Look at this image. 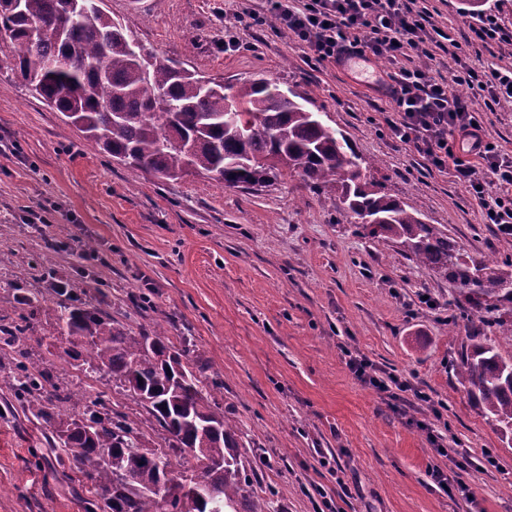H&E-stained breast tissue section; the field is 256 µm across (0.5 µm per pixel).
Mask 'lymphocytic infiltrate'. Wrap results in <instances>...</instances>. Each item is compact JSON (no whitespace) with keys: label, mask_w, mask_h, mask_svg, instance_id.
<instances>
[{"label":"lymphocytic infiltrate","mask_w":512,"mask_h":512,"mask_svg":"<svg viewBox=\"0 0 512 512\" xmlns=\"http://www.w3.org/2000/svg\"><path fill=\"white\" fill-rule=\"evenodd\" d=\"M281 31L292 35L315 63L344 56L383 58L394 72L385 84L395 107L383 122L394 140L437 171H451L478 200L486 223L512 235V156L493 147L476 96L512 102V69L479 71L456 59L453 83L434 80L429 47L443 31L432 21L427 0H268ZM420 59H413V52ZM466 93H459V86ZM497 194H489L487 182Z\"/></svg>","instance_id":"lymphocytic-infiltrate-1"}]
</instances>
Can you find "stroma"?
Listing matches in <instances>:
<instances>
[{
	"mask_svg": "<svg viewBox=\"0 0 512 512\" xmlns=\"http://www.w3.org/2000/svg\"><path fill=\"white\" fill-rule=\"evenodd\" d=\"M136 20L146 51L183 61L239 86L258 77L308 98V107L366 156L372 179L447 230L470 256L512 260V236L486 223L454 177L382 126L391 100L378 79L345 64L312 65L302 45L237 12L267 13L266 0H104ZM435 24L470 65L512 67V42L474 51L480 16L463 0H429ZM242 46L225 51L229 35ZM486 134L512 154V104L474 99ZM95 240L96 252L84 249ZM83 293L132 331L162 324L170 341L190 337L188 367L221 388L253 469L256 495L274 512H315L305 490L333 498L337 512H512V445L490 426L457 380L452 362L468 321L454 288L415 267L391 243L356 234L336 197L297 178L259 191L220 188L203 175L157 181L112 159L32 97L0 41V316L23 318L29 361L56 385L129 406L109 377L69 366L68 346L37 311L56 304L52 283ZM33 305L14 303L16 289ZM428 393L430 403L389 400L361 383L348 353ZM11 368H0V512H85L87 492L53 465L51 432L13 410ZM444 404L443 417L433 407ZM470 456L451 478L474 501L440 490L430 466L447 467L432 436ZM337 459L335 471L320 458Z\"/></svg>",
	"mask_w": 512,
	"mask_h": 512,
	"instance_id": "obj_1",
	"label": "stroma"
}]
</instances>
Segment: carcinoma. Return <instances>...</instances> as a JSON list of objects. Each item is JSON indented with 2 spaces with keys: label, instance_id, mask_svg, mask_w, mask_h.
Listing matches in <instances>:
<instances>
[{
  "label": "carcinoma",
  "instance_id": "obj_1",
  "mask_svg": "<svg viewBox=\"0 0 512 512\" xmlns=\"http://www.w3.org/2000/svg\"><path fill=\"white\" fill-rule=\"evenodd\" d=\"M104 0H0V32L14 69L32 96L59 112L106 153L133 170L178 180L194 172L222 186L266 187L287 173L319 193L334 194L364 238L388 241L417 266L484 310L452 364L497 432L512 427V357L487 331L512 341V323L495 313L512 307V262L490 264L462 252L448 233L382 192L363 174L370 165L342 133L308 110L307 98L265 78L224 92V84L182 63L146 54L129 22L114 21ZM88 374L105 373L156 421L167 449L143 448L135 422L100 400L64 415L63 394L49 372L24 355L27 326L0 327L14 354V392L24 411L50 427L61 451L57 467L88 489L86 512L111 499V512H270L250 492L251 477L236 425L214 391L205 392L158 328L133 336L75 297L46 308ZM52 391H47V387ZM205 482V500L173 495L166 478Z\"/></svg>",
  "mask_w": 512,
  "mask_h": 512
}]
</instances>
